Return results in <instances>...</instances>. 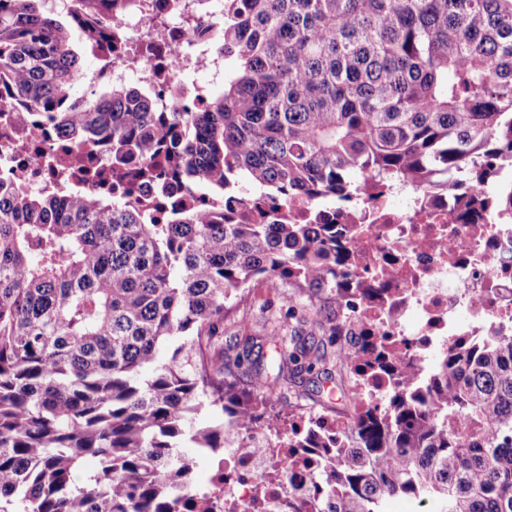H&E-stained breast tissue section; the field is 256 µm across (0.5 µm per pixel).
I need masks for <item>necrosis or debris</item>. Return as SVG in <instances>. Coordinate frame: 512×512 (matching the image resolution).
Returning a JSON list of instances; mask_svg holds the SVG:
<instances>
[{
  "instance_id": "obj_1",
  "label": "necrosis or debris",
  "mask_w": 512,
  "mask_h": 512,
  "mask_svg": "<svg viewBox=\"0 0 512 512\" xmlns=\"http://www.w3.org/2000/svg\"><path fill=\"white\" fill-rule=\"evenodd\" d=\"M222 8V0H133L117 21L122 55L111 57L107 44L92 43L91 53L111 64L106 73L80 75V83L95 85L103 75L120 81L132 72L157 89L182 83L199 69L221 76L223 56L201 45L195 31ZM29 130V113L0 119V171H23L28 186L40 190L48 184L45 156L61 152L53 134L34 140ZM61 156L73 183L88 193L100 191L85 166L91 160L108 167V155L74 150ZM499 172L494 186L468 183L448 192L439 185L416 191L398 184L380 192L367 184L352 201L322 202V209H335L337 223L354 230L346 242L354 261L340 284L356 294L341 315L353 335L350 367L363 396L382 397L388 387L364 364L366 336L397 338L423 383L454 339L487 336L496 326L512 330V212L486 203L494 189L512 187L507 167ZM397 196L405 204H394ZM253 438L262 441V450L228 449L209 488L182 501L181 512H277L284 487L263 476L269 458L287 459L288 451L263 431H254Z\"/></svg>"
}]
</instances>
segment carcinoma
<instances>
[{"mask_svg": "<svg viewBox=\"0 0 512 512\" xmlns=\"http://www.w3.org/2000/svg\"><path fill=\"white\" fill-rule=\"evenodd\" d=\"M121 0H67L84 41L112 39ZM199 33L235 70L201 107L160 110L114 83L75 109L78 54L45 0H0V114L17 108L74 147L112 148V178L176 181L151 211L67 187L0 180V512H177L189 442L215 457L279 432V382L328 355L290 330L250 387L209 358L248 285L288 281L341 308L331 224H290L300 197L369 181L454 185L512 165V0H223ZM243 180L259 194L243 196ZM182 339L166 362L161 344ZM387 401L315 458L306 507L291 473L279 512H512V335L454 342L422 387L402 356ZM152 369L150 376L142 372Z\"/></svg>", "mask_w": 512, "mask_h": 512, "instance_id": "obj_1", "label": "carcinoma"}]
</instances>
